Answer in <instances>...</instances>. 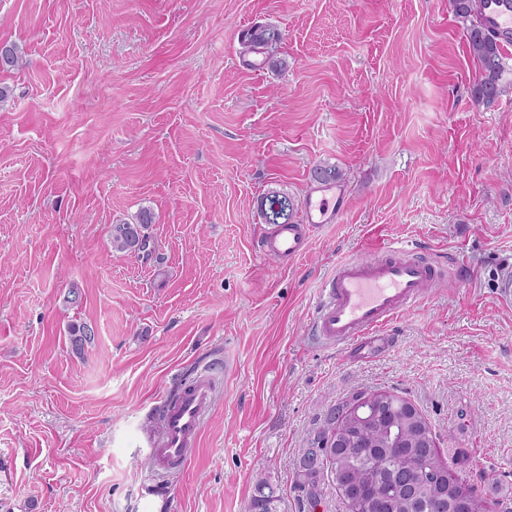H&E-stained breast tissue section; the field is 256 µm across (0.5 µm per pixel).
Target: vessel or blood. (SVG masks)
Returning a JSON list of instances; mask_svg holds the SVG:
<instances>
[{"instance_id": "obj_1", "label": "vessel or blood", "mask_w": 512, "mask_h": 512, "mask_svg": "<svg viewBox=\"0 0 512 512\" xmlns=\"http://www.w3.org/2000/svg\"><path fill=\"white\" fill-rule=\"evenodd\" d=\"M486 23L501 46L512 47V0H486ZM303 216L274 225L261 240L264 254L295 261L308 251L311 234L336 223L346 202L335 186L313 189L301 204ZM433 263L421 249L387 247L373 258L337 263L323 280L311 318V331L336 347H375L379 334L400 314L426 300L436 279ZM215 403L210 377L201 376L180 388L162 407L150 457L156 473L180 467L187 460Z\"/></svg>"}]
</instances>
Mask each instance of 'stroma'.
I'll return each mask as SVG.
<instances>
[{"instance_id": "stroma-1", "label": "stroma", "mask_w": 512, "mask_h": 512, "mask_svg": "<svg viewBox=\"0 0 512 512\" xmlns=\"http://www.w3.org/2000/svg\"><path fill=\"white\" fill-rule=\"evenodd\" d=\"M277 27L276 71L239 35ZM0 512H299L293 462L355 393L411 401L488 501L512 490V89L475 103L451 0H0ZM339 169V223L289 264L261 205ZM150 209L149 252L112 251ZM416 243L443 270L358 357L313 342L338 261ZM79 288L80 305L66 304ZM88 323L82 353L68 327ZM210 371L196 454L159 476L161 399ZM272 483L268 478H260L257 482V495L253 500V508L257 512H278L277 503L280 500L276 492L273 494ZM265 490H268L266 493Z\"/></svg>"}]
</instances>
